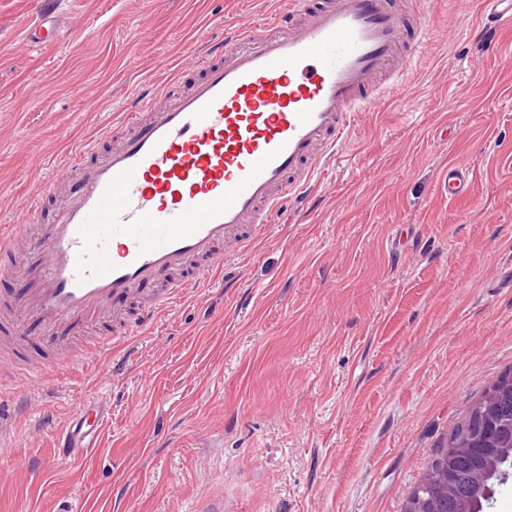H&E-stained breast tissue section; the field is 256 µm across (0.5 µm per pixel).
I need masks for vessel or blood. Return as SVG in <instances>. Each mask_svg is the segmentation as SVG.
<instances>
[{
    "instance_id": "obj_1",
    "label": "vessel or blood",
    "mask_w": 512,
    "mask_h": 512,
    "mask_svg": "<svg viewBox=\"0 0 512 512\" xmlns=\"http://www.w3.org/2000/svg\"><path fill=\"white\" fill-rule=\"evenodd\" d=\"M293 0L264 29L236 33L231 48L204 45L200 76L184 94L181 80L138 89L126 113L122 142L106 154L80 145L81 170L42 243L27 257L29 288L14 309L35 317L45 336L104 307L120 311L148 296L139 315L123 323L133 335L164 312L187 283L247 252L260 227L301 198L314 172L334 160L353 116L382 98L406 94L402 72L388 73L404 36V16L417 0ZM487 21L512 25V0H483ZM32 41L58 37V17L39 8L27 25ZM469 183L449 167V199ZM24 210L0 237V261L13 257L31 219ZM161 289L148 293L152 284ZM108 410L103 401L78 404L57 429L60 457L100 447Z\"/></svg>"
}]
</instances>
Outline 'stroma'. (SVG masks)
<instances>
[{"instance_id": "35a3bbf8", "label": "stroma", "mask_w": 512, "mask_h": 512, "mask_svg": "<svg viewBox=\"0 0 512 512\" xmlns=\"http://www.w3.org/2000/svg\"><path fill=\"white\" fill-rule=\"evenodd\" d=\"M54 44L0 0V229L39 201L52 223L75 143L118 145L134 87L262 23L287 0H55ZM408 98L352 124L307 210L101 359L24 384L0 363V512H403L443 437L512 368V27L477 40L481 0H424ZM471 191L449 199V166ZM56 183L43 195L45 184ZM71 353L118 324L104 309L44 336ZM112 404L101 448L64 460L55 427Z\"/></svg>"}]
</instances>
